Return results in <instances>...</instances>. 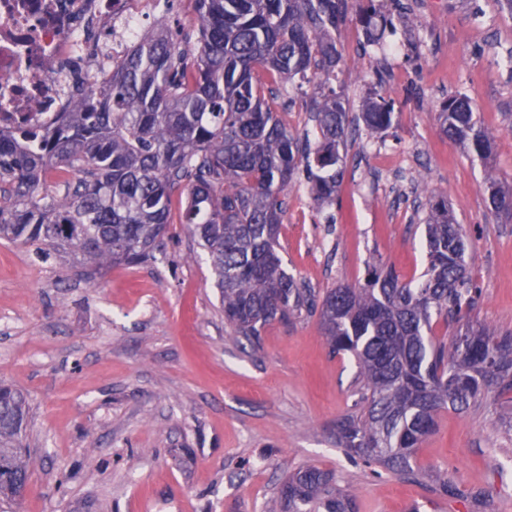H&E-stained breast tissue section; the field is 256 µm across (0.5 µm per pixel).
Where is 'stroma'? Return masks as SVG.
I'll use <instances>...</instances> for the list:
<instances>
[{
	"label": "stroma",
	"mask_w": 512,
	"mask_h": 512,
	"mask_svg": "<svg viewBox=\"0 0 512 512\" xmlns=\"http://www.w3.org/2000/svg\"><path fill=\"white\" fill-rule=\"evenodd\" d=\"M393 25L364 47L347 15L335 89L357 116L388 95L391 126L349 135L332 206L305 172L286 196L279 251L322 293L364 282L375 259L403 279L426 265L425 198L443 195L467 234L479 290L472 321L512 331V223L490 210L484 164L439 130V106L462 93L497 133L492 165L512 177V15L495 0H377ZM396 41L399 56L383 44ZM153 260L87 279L0 241V381L27 394L31 475L0 512H280L287 474H335L357 512H512V404L496 395L447 409L418 448L419 480L351 461L335 424L352 411L357 368L329 352L317 317L273 323L259 346L224 325L221 290L180 204ZM443 478L461 493L435 492ZM481 492L475 503L473 492Z\"/></svg>",
	"instance_id": "obj_1"
}]
</instances>
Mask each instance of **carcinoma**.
<instances>
[{"instance_id": "carcinoma-1", "label": "carcinoma", "mask_w": 512, "mask_h": 512, "mask_svg": "<svg viewBox=\"0 0 512 512\" xmlns=\"http://www.w3.org/2000/svg\"><path fill=\"white\" fill-rule=\"evenodd\" d=\"M191 30L144 34L103 79L83 77L70 111L49 127L0 129V240L46 260L80 265L92 277L114 264H141L163 246L173 199L207 252L224 321L255 343L260 330L318 315L334 354H351L360 381L354 411L336 422L351 458L418 476L416 450L439 413L489 393H512V332L470 320L477 288L466 240L448 201L429 199L426 267L403 280L383 263L363 284L323 295L297 282L278 252L284 196L304 169L320 207L336 201L348 113L332 84L342 62L336 30L349 0H192ZM366 43H379L374 0H356ZM329 89L310 97L314 138L292 134L276 112L280 87ZM393 101L362 105L372 136L392 123ZM443 135L491 161L495 133L466 95L439 113ZM490 209L512 221V181L488 167ZM458 325L451 342L433 321ZM29 400L0 384V500L29 479L22 448ZM281 512H355L332 473L303 466L283 481Z\"/></svg>"}]
</instances>
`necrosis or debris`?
Masks as SVG:
<instances>
[{"label":"necrosis or debris","mask_w":512,"mask_h":512,"mask_svg":"<svg viewBox=\"0 0 512 512\" xmlns=\"http://www.w3.org/2000/svg\"><path fill=\"white\" fill-rule=\"evenodd\" d=\"M174 23L161 0H0V128L49 126L67 111V61L119 60L148 21Z\"/></svg>","instance_id":"1"}]
</instances>
